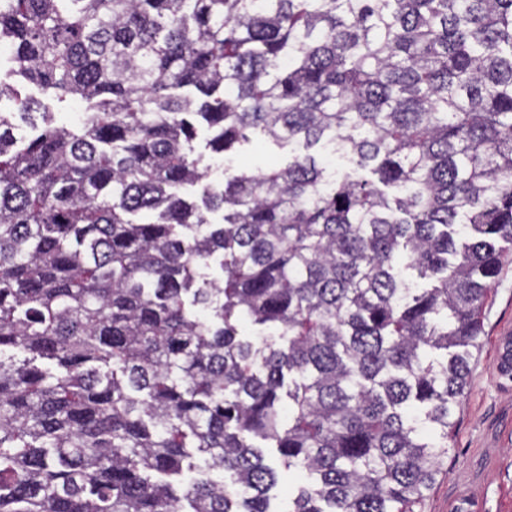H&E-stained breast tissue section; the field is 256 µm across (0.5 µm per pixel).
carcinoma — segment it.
I'll return each instance as SVG.
<instances>
[{"instance_id":"1","label":"carcinoma","mask_w":512,"mask_h":512,"mask_svg":"<svg viewBox=\"0 0 512 512\" xmlns=\"http://www.w3.org/2000/svg\"><path fill=\"white\" fill-rule=\"evenodd\" d=\"M1 41L88 111L19 139L0 80V512H274L281 468L415 512L512 252V0H0ZM200 125L293 155L197 202Z\"/></svg>"}]
</instances>
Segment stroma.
I'll list each match as a JSON object with an SVG mask.
<instances>
[{
	"mask_svg": "<svg viewBox=\"0 0 512 512\" xmlns=\"http://www.w3.org/2000/svg\"><path fill=\"white\" fill-rule=\"evenodd\" d=\"M199 132L193 145L210 182L225 166L250 171L287 165V150L255 140L223 161ZM484 347L476 358L468 393L455 416L451 449L436 485L418 512H512V377L498 363L512 344V254L508 255L481 314Z\"/></svg>",
	"mask_w": 512,
	"mask_h": 512,
	"instance_id": "35a3bbf8",
	"label": "stroma"
}]
</instances>
